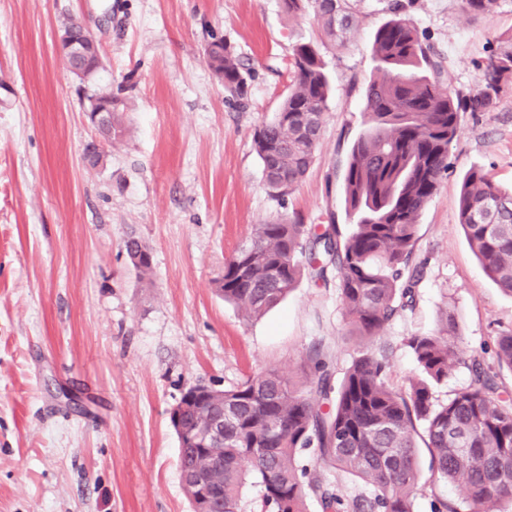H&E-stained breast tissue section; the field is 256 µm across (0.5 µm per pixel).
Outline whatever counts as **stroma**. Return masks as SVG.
I'll return each mask as SVG.
<instances>
[{"instance_id": "stroma-1", "label": "stroma", "mask_w": 512, "mask_h": 512, "mask_svg": "<svg viewBox=\"0 0 512 512\" xmlns=\"http://www.w3.org/2000/svg\"><path fill=\"white\" fill-rule=\"evenodd\" d=\"M355 8L357 27L335 49L312 13L287 14L280 0H0V512H193L169 421L190 386L229 389L270 365L297 380L315 348L341 372L364 347L336 272L302 277L248 325L214 288L253 225L289 216L347 230L343 172L366 128L373 37L391 17L383 0ZM406 15L441 54L442 84L465 92L476 60L512 36V0L488 18L460 0H413ZM71 18L103 57L89 82L57 52ZM215 37L250 71L243 103L208 66ZM297 43L319 47L332 93L316 161L279 200L252 137L292 85ZM98 90L122 101L126 132L92 167L84 149L100 136L85 107ZM462 126L419 218L415 304L375 340L389 349L393 383L406 385L418 369L404 338L451 314L464 354L442 399L471 383L475 358L512 392L495 355L512 330V296L485 274L455 207L473 168L512 190V89L490 111L463 113ZM131 237L151 254L149 276L127 262Z\"/></svg>"}]
</instances>
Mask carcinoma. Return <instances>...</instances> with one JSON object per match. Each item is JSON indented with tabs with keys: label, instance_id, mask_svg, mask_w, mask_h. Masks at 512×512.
<instances>
[{
	"label": "carcinoma",
	"instance_id": "cac0c4a2",
	"mask_svg": "<svg viewBox=\"0 0 512 512\" xmlns=\"http://www.w3.org/2000/svg\"><path fill=\"white\" fill-rule=\"evenodd\" d=\"M290 13L311 9L331 45L350 40L353 0H281ZM473 16L494 14L500 0H460ZM394 18L380 26L372 51L378 77L367 87V130L353 143L344 177L348 232L328 224L315 233L293 218L255 224L248 241L224 261L215 280L224 301L251 322L281 303L303 275H338L339 298L352 333L371 341L412 306L420 270L409 268L419 217L448 170L451 144L462 132L461 113L493 109L512 87V45L477 63L476 87H443L441 67L415 23L400 16L402 0H387ZM228 97L246 95L247 69L228 44L207 58ZM293 84L276 116L258 125L253 148L269 195L284 198L306 177L321 138L331 86L316 48L299 43L291 53ZM458 223L488 277L512 295V192H503L481 169L468 171L456 202ZM129 263L142 276L151 269L147 248L126 243ZM404 345L420 375L391 382L386 348L368 347L353 358L339 385L335 366L314 349L295 382L269 366L224 390V443L180 447L183 470L195 469L224 489V512H245L243 489L262 487L257 512H415L423 475L434 485L457 482L462 501L438 499L433 512H495L512 504V394L482 363L471 360L473 384L446 400L434 388L461 360L454 320ZM500 367L512 371V332L498 337ZM427 448L424 462L418 448ZM312 463L302 462L304 452ZM224 457V469L211 467ZM332 469L328 479L322 469ZM363 490L347 495L342 480Z\"/></svg>",
	"mask_w": 512,
	"mask_h": 512
}]
</instances>
